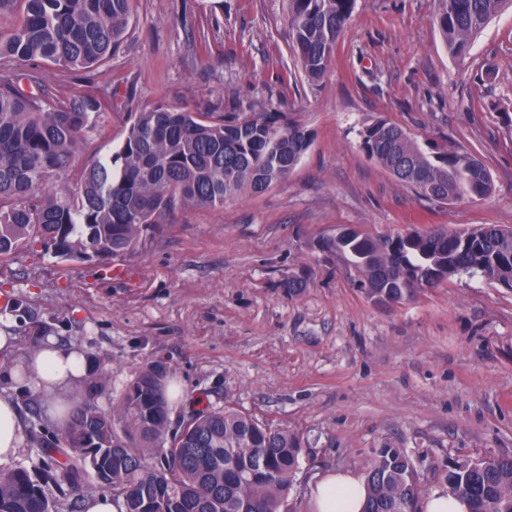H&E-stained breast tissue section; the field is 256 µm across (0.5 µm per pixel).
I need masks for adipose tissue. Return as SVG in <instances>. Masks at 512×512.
<instances>
[{"mask_svg": "<svg viewBox=\"0 0 512 512\" xmlns=\"http://www.w3.org/2000/svg\"><path fill=\"white\" fill-rule=\"evenodd\" d=\"M17 339L0 331V378L15 381L28 375L49 398L48 414L63 423L71 406L72 389L87 374V358L77 348L47 339L24 356H17ZM26 442V431L14 402L0 396V466L10 464ZM367 491L364 479L349 473L331 474L312 493V512H361Z\"/></svg>", "mask_w": 512, "mask_h": 512, "instance_id": "adipose-tissue-1", "label": "adipose tissue"}]
</instances>
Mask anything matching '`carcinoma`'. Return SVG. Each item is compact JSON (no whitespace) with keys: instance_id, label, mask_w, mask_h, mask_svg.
Returning <instances> with one entry per match:
<instances>
[{"instance_id":"cac0c4a2","label":"carcinoma","mask_w":512,"mask_h":512,"mask_svg":"<svg viewBox=\"0 0 512 512\" xmlns=\"http://www.w3.org/2000/svg\"><path fill=\"white\" fill-rule=\"evenodd\" d=\"M437 24L455 58L512 0H438ZM355 0H288L292 53L311 81L326 72ZM16 16L0 33V259L19 249L62 260H112L136 252L159 225L188 206H222L261 192L294 171L310 133L281 112L179 111L157 107L136 116L116 154L79 155L111 103L89 83L64 99L50 97L36 59L71 71L105 64L131 19V0H0ZM360 147L419 197L451 204L480 201L493 188L482 159L420 143L401 127L376 120ZM349 271L353 288L374 304L412 300L432 280L470 272L512 289V230L478 224L406 234L338 231L317 241ZM166 368L141 369L112 410L106 387L90 376L63 427V442L41 448L46 471L0 472V512H52L49 484L62 480L112 489L119 512H281L302 452L297 434L273 429L230 405L193 412L168 428ZM362 512H420L424 489L401 448H377L365 476ZM448 493L468 512H512V455L456 463Z\"/></svg>"}]
</instances>
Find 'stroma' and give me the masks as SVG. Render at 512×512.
Here are the masks:
<instances>
[{"mask_svg":"<svg viewBox=\"0 0 512 512\" xmlns=\"http://www.w3.org/2000/svg\"><path fill=\"white\" fill-rule=\"evenodd\" d=\"M438 0H356L315 82L289 47L287 0H133L120 48L84 74L36 61L52 98L90 81L112 110L86 157L104 159L134 118L162 105L194 112H282L312 144L284 182L221 206L186 207L132 255L63 261L18 250L0 260V329L27 353L46 337L84 350L112 399L164 363L169 422L231 405L297 434L300 467L285 512H310L326 475H365L374 449L411 456L425 490L449 465L512 455V290L456 277L413 300L375 305L314 248L338 227L404 233L425 225L512 228V10L465 59L449 55ZM419 141L473 152L493 194L439 205L368 159L374 118ZM125 269L122 277L111 267ZM309 277L288 295L289 277ZM28 439L14 465L40 474L39 438L61 437L39 390L0 383Z\"/></svg>","mask_w":512,"mask_h":512,"instance_id":"obj_1","label":"stroma"}]
</instances>
